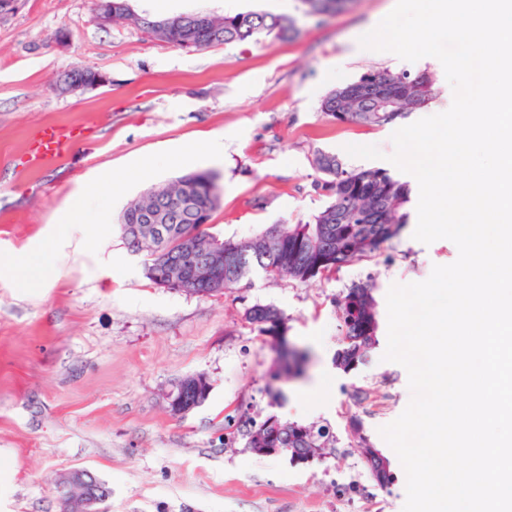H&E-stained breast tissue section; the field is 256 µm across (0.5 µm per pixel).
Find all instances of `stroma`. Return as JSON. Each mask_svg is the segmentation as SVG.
<instances>
[{
	"label": "stroma",
	"mask_w": 512,
	"mask_h": 512,
	"mask_svg": "<svg viewBox=\"0 0 512 512\" xmlns=\"http://www.w3.org/2000/svg\"><path fill=\"white\" fill-rule=\"evenodd\" d=\"M395 3L349 0L308 17L301 0H128L141 16L263 10L299 27L287 40L193 52L129 24L99 25L93 0H20L0 18V251L30 248L72 193L112 176L88 209L91 237L61 250L49 287L16 288L0 276V512H60L56 482L76 469L110 488L102 512H402L406 474L379 430L406 408L408 373L380 347L364 364L336 369V302L366 283L385 302L392 285L453 263L455 244H423L410 223L389 246L310 281L255 274L210 297L153 284L118 224L151 187L209 170L221 188L211 231L240 237L307 222L325 207L314 188L315 150L351 169L380 167L346 148L391 154L394 126L333 121L320 110L331 89L370 70L432 72L440 95L403 118L406 126L453 100L437 58L409 62L360 47ZM74 67L110 82L58 92V75ZM48 123L80 126L83 135L61 158L30 167L29 139ZM216 132L224 158L212 163L207 142ZM177 143L190 149L181 164L165 157ZM256 304L279 308L289 341L309 352L301 378L271 380L276 353L245 320ZM331 367L324 407L302 412L309 385ZM193 375L210 382L207 400L171 414L170 392ZM258 412L327 428V448L293 463L230 439L229 421ZM365 439L382 449L396 480L383 487L364 475L355 500H338L330 482L362 462Z\"/></svg>",
	"instance_id": "obj_1"
}]
</instances>
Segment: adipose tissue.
<instances>
[{
    "label": "adipose tissue",
    "instance_id": "ef3b65f1",
    "mask_svg": "<svg viewBox=\"0 0 512 512\" xmlns=\"http://www.w3.org/2000/svg\"><path fill=\"white\" fill-rule=\"evenodd\" d=\"M91 195L71 197L67 207L61 212L57 223V232L42 244L39 250L11 254L0 253V270H10L17 286L23 288H43L54 277L51 263L53 255L58 254L67 241L81 233V216L88 209Z\"/></svg>",
    "mask_w": 512,
    "mask_h": 512
}]
</instances>
